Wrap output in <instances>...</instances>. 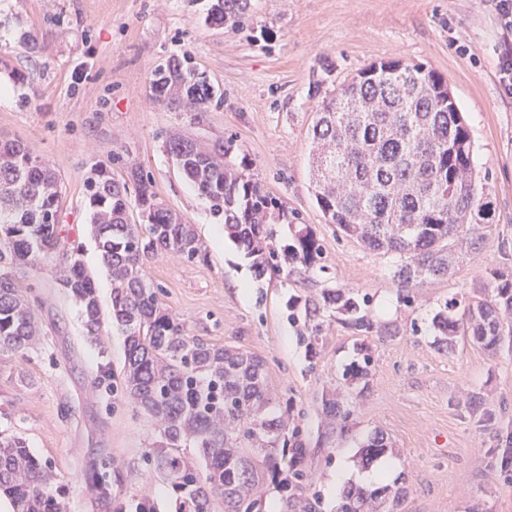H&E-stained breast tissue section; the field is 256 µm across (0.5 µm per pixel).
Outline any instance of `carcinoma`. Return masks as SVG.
<instances>
[{
	"mask_svg": "<svg viewBox=\"0 0 512 512\" xmlns=\"http://www.w3.org/2000/svg\"><path fill=\"white\" fill-rule=\"evenodd\" d=\"M191 56H170L152 72V97L171 109L202 117L215 97ZM316 201L330 224L373 252L404 254L395 277L403 287L449 270L453 252L482 238L488 219L483 188L473 166V142L445 81L419 64L383 61L361 71L336 95L318 105L312 128ZM234 138L216 145L210 162L191 158L188 137L166 142L181 174L196 191L224 211V232L253 259L258 275L273 267L267 244L269 219L283 215L251 172L233 160ZM13 161L0 166V353L22 354L40 339L30 302L10 269L53 255L62 256L60 282L80 307L87 333L104 324L96 282L69 248L59 224L46 216L61 210L56 172L18 141L0 143ZM120 181L95 170L89 209L102 263L112 277L109 323L125 336L121 389L159 430L147 463L176 495L177 512H261L262 475L248 466V454L265 448V465L276 475V447L287 423L269 418L264 361L253 354L210 344L185 334L147 279L145 264L159 251L189 262L207 259L190 224H173V210L159 200L140 169L127 168ZM135 184V198L128 183ZM138 211L140 223L132 222ZM322 249L308 227L296 231L288 258L311 267ZM490 288L475 294L460 319L443 315L436 326L453 345L470 336L485 349L512 351V273L494 270ZM334 308L353 315L356 297L328 292L311 313ZM363 364L347 368L346 382L368 374ZM304 448L295 444L282 489L301 492L307 477ZM64 490L52 465L34 456L18 433L0 431V499L12 512H64ZM372 494L346 492L338 512H368Z\"/></svg>",
	"mask_w": 512,
	"mask_h": 512,
	"instance_id": "1",
	"label": "carcinoma"
}]
</instances>
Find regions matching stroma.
Returning <instances> with one entry per match:
<instances>
[{"label": "stroma", "mask_w": 512, "mask_h": 512, "mask_svg": "<svg viewBox=\"0 0 512 512\" xmlns=\"http://www.w3.org/2000/svg\"><path fill=\"white\" fill-rule=\"evenodd\" d=\"M237 19L205 21L212 0H0V141L18 140L58 172L65 236L83 245L102 309L112 285L87 218L95 169L124 176L128 163L192 224L207 251L189 262L158 253L148 279L187 335L237 348L265 362L268 411L287 415L306 448L305 499L337 512L329 482L343 455L363 465L362 450L383 439L397 460L380 501L401 487L398 512H512V473L494 459L512 435V352L487 350L470 337L446 348L437 313L460 318L492 269L512 272V95L499 59L512 53L496 0H239ZM41 49L29 51L28 40ZM222 92L201 119L155 101L152 70L173 54ZM423 65L447 83L474 144L473 164L492 224L464 248L449 274L401 288L403 259L364 249L327 223L314 197L311 129L322 99L371 64ZM211 145L234 138L265 191L307 225L322 253L313 267L286 257L296 224L271 222L277 269L256 277L232 241L216 247L214 213L179 173L164 143L172 132ZM59 260L15 267L42 336L24 355L0 353V430L22 434L50 461L66 490V512H126L147 501L175 512V496L146 464L155 425L126 401L117 379L124 337L102 332L91 343L78 308L57 279ZM248 280L250 298L235 281ZM351 290L371 330L352 327L329 308L307 316L329 290ZM318 345H310V334ZM372 356L367 378L342 374ZM342 397L347 420L330 423L324 400ZM124 460L136 479H114L113 502L96 500L90 476L107 458Z\"/></svg>", "instance_id": "35a3bbf8"}]
</instances>
